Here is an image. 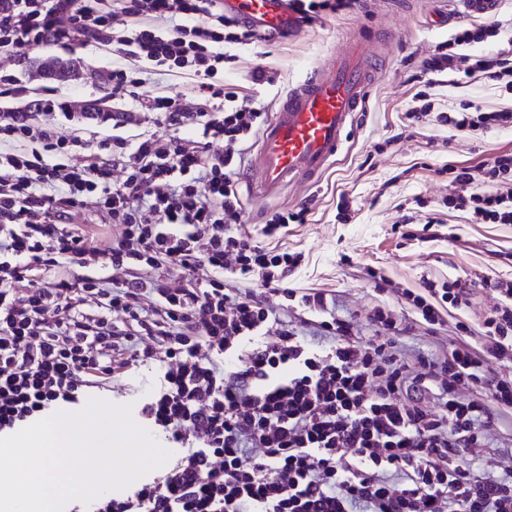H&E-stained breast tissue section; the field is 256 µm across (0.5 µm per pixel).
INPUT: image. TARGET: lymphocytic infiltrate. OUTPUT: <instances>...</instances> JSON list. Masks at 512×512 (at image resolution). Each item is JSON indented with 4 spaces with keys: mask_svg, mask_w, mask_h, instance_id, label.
Wrapping results in <instances>:
<instances>
[{
    "mask_svg": "<svg viewBox=\"0 0 512 512\" xmlns=\"http://www.w3.org/2000/svg\"><path fill=\"white\" fill-rule=\"evenodd\" d=\"M499 23L456 27L422 62L512 87V48L459 55ZM91 35L119 54L198 77L196 102L168 96L147 109L165 135H62L29 112L0 113V139L38 142L0 151V432L76 402L115 371L164 365L143 417L182 455L159 477L86 512H512V457L485 455L512 433V280L486 279L496 303L456 337L407 353L406 328L386 304L364 322L336 315L331 293H298V252L270 248L306 208L243 228L239 176L264 107L218 79L230 45L259 41L221 0H0V54ZM408 127L481 134L512 126V111L467 103L405 114ZM448 202L478 224H512V153L449 166ZM94 199L116 232L105 246L71 227ZM67 264L75 281L35 292L18 284ZM184 271L173 282L167 269ZM111 270V278L101 270ZM275 296L272 304L255 289ZM429 332L447 308L469 307L460 282L397 289Z\"/></svg>",
    "mask_w": 512,
    "mask_h": 512,
    "instance_id": "obj_1",
    "label": "lymphocytic infiltrate"
}]
</instances>
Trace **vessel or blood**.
I'll use <instances>...</instances> for the list:
<instances>
[{"mask_svg": "<svg viewBox=\"0 0 512 512\" xmlns=\"http://www.w3.org/2000/svg\"><path fill=\"white\" fill-rule=\"evenodd\" d=\"M225 12L255 31L293 34L298 30L290 0H224ZM373 46L351 40L332 62L315 69L283 95L259 137L249 178L260 196L323 172L342 148L356 112L365 106L375 79Z\"/></svg>", "mask_w": 512, "mask_h": 512, "instance_id": "b4317fda", "label": "vessel or blood"}]
</instances>
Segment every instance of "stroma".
<instances>
[{"instance_id":"1","label":"stroma","mask_w":512,"mask_h":512,"mask_svg":"<svg viewBox=\"0 0 512 512\" xmlns=\"http://www.w3.org/2000/svg\"><path fill=\"white\" fill-rule=\"evenodd\" d=\"M365 3L363 10L329 12L299 33L237 49L236 60L225 64V90L259 100L272 113L289 87L327 64L347 39L370 37L382 55L379 79L335 164L315 183L291 186L276 197L243 191L245 228L259 229L278 209L308 207L306 222L289 225L276 244L303 255L295 286L335 292L343 312H360L372 303V286L365 279L369 267L380 269L398 288H416L425 279L461 280L471 290L472 304L448 316L441 331L446 338L452 336L456 321L478 320L493 305V296L482 286L483 276L512 279V224H474L467 212L449 205L454 188L446 167L475 165L491 154L512 152V128L466 135L431 125L413 133L405 128L404 114L417 106L416 95L423 90L438 112L467 102L489 111L512 110V90L488 79L467 82L451 73L433 82L422 73V61L452 34L448 27L427 28L426 17L434 10L456 14L454 0ZM48 56L78 60L79 78L65 84L40 79L38 62ZM118 63L111 47L90 36L78 37L71 50L46 43L22 50L14 63L0 57V73L12 78L7 91L0 93V113L31 110L36 123L55 125L61 133L88 126L97 137L108 138L111 123L87 119L75 112V104L100 99L109 113L141 111L156 95L193 104L194 77L153 68L141 73L136 98H113L106 80ZM259 67L273 77V84L253 82L252 73ZM40 97L52 99V106L32 109V101ZM342 204L348 207L344 220L338 216ZM429 213L438 220L434 238L407 240L394 232L402 215L418 220ZM344 254L351 256V264H341ZM164 372L158 363L119 371L107 388H92L85 395L135 405L160 389Z\"/></svg>"}]
</instances>
